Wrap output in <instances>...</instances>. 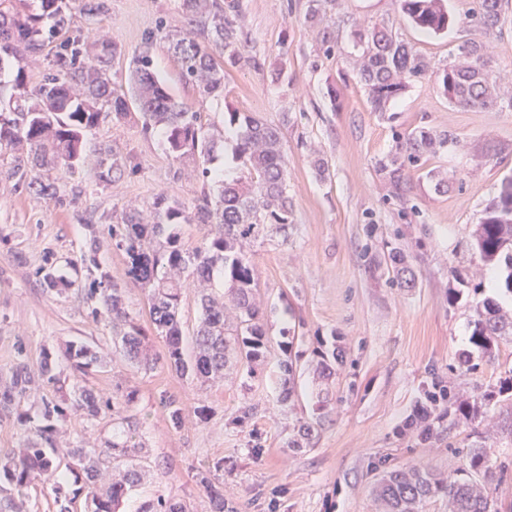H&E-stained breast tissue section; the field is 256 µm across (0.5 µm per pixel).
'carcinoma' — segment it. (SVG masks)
<instances>
[{"label": "carcinoma", "mask_w": 512, "mask_h": 512, "mask_svg": "<svg viewBox=\"0 0 512 512\" xmlns=\"http://www.w3.org/2000/svg\"><path fill=\"white\" fill-rule=\"evenodd\" d=\"M0 0V69L14 67L8 85L0 82V148L26 155L32 167L21 159L7 176L25 190L59 204L69 194L57 180L44 177L58 165L72 175L84 170L88 155L85 134L109 119L114 125L132 120L143 132L163 130L167 150L177 161L188 159L198 165L204 181L211 180L209 164L224 148L226 128L205 125L201 113L179 102L158 76L154 67V49L164 43L179 69L182 82L195 87L203 100L224 95V67L248 62L237 35L232 16L240 8L239 0H180V10L188 28L169 29L164 24L149 32L132 54L128 69L131 91L115 88L112 68L124 56L122 47L101 30L90 36H69L72 11L89 19L107 11V0ZM402 10L417 28L434 34L444 33L451 17L444 0H401ZM504 0H477V20L484 32L501 23L502 11H494ZM365 45L360 73L368 100L377 112H383L404 88L403 80L427 72L424 58L399 40L391 31L374 27L357 34ZM48 46L55 48L41 81L28 87L29 63ZM464 61L448 65L439 76L448 101L457 106L488 107L495 101L494 88L485 73L480 46L466 44ZM229 127L235 129V160L241 176L222 181L218 195L205 191L192 207L157 195L152 212H123L122 222L109 229L108 243L123 252L126 276L130 283L147 292L149 316L164 339L166 360L184 374L206 383L224 379V370L235 367L251 374L266 358L268 338L263 324V308L258 301V277L250 246L275 238L288 242L291 213L286 191L285 158L277 127L251 112H231ZM446 143L428 131L412 132L391 159L390 175L401 188L402 167L417 165L422 156ZM127 170V158L112 149L99 154L92 173L103 186L121 178ZM201 224L205 233L201 245L190 248L182 241L181 226ZM474 247L481 259L502 267L500 288L512 296V177L504 179L496 199L485 209L474 233ZM101 243L93 240L81 256L80 265L96 273L87 298L95 301L91 315L112 316V344L115 353L144 370L156 361L145 352L148 336L125 308L124 288L112 281L101 268ZM394 280L401 288L416 285L414 271L398 253L389 255ZM227 288L223 295L212 293L215 275ZM45 288L61 291L75 285L49 268L39 271ZM190 278L201 289V315L195 336V354L187 361L182 348L180 307L183 279ZM297 336L283 333L281 350L290 358L281 363L283 377L278 402L286 405L294 396L292 354ZM512 340V314L493 300L477 305L471 322L469 343L458 369L476 373L474 360L495 358L502 341ZM319 380L315 393L314 417L300 419L288 436L287 447L300 449L309 444L317 427L332 405V386L337 366L343 364L345 350L324 340L314 351ZM70 362L76 383L72 395H45L38 409L40 424L26 429L27 447L16 459L0 460V484L21 494L36 479L55 476L59 463L53 445L57 425L74 414L95 416L101 410L112 411L116 432L112 435V462L117 472L109 483L99 484L102 461L95 452L75 448L70 453L69 470L75 482L87 489L93 512H117L120 502L139 485L142 477V453L145 442L139 435L131 411L136 392L130 390L99 404L94 391L84 385L86 377L97 371L101 361L96 351L84 343H72L64 353ZM430 383L424 385L407 427L423 440H439L461 423L472 425L473 440L465 451V467L442 477L416 465L384 470L375 492L384 512H422L427 501L439 498L448 512H497L491 494L505 466L493 461L487 451L489 431L480 427L484 409L490 404L512 402V370L499 377L497 384L478 387L472 399H460L449 382L430 370ZM37 383L27 365H19L11 381L0 385V411L10 410ZM172 427H179L181 404L161 399ZM207 492L213 512H238L224 501V491L209 484ZM141 512H185L177 502L162 498L145 504Z\"/></svg>", "instance_id": "1"}]
</instances>
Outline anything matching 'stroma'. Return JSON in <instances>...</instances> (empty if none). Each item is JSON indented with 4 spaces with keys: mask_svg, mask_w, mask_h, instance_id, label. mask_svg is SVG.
Listing matches in <instances>:
<instances>
[{
    "mask_svg": "<svg viewBox=\"0 0 512 512\" xmlns=\"http://www.w3.org/2000/svg\"><path fill=\"white\" fill-rule=\"evenodd\" d=\"M447 4L454 23L435 35L412 27L400 0H321L315 14L309 0H241L234 24L249 60L228 68L222 98L203 104L181 81L166 46L157 45V72L178 100L199 108L204 122L222 123L237 110L280 129L291 226L287 243L254 248L269 343L265 363L251 376L241 372L203 385L171 368L147 296L134 286H127L125 303L145 329L156 365L145 371L112 358V325L107 317H91L84 290L56 294L36 276L51 266L86 280V269H74V262L91 236L106 238L126 206L150 210L160 193L193 206L202 181L170 156L162 131L146 134L140 125L106 120L88 132L89 155L116 148L132 170L103 187L88 173L55 168L53 177L77 194L69 206L18 188L6 175L15 153L0 148V383L18 364L36 373L48 358L67 394L73 377L60 357L65 344L84 341L106 355L87 384L104 401L119 385L136 391L133 412L146 444L142 482L120 512H140L160 497L187 512H212L206 477L239 512H377L381 470L410 464L448 475L462 468L470 427L423 442L403 426L429 369L450 375L459 396L474 395L477 385L495 384L512 369V341L501 343L478 373L455 369L470 348L476 303L491 298L512 308V297L499 288V268L483 263L472 239L503 179L512 177V4L489 33L472 17L476 0ZM162 21L183 28L178 0H108L98 22L77 14L72 26L82 34L102 28L129 54ZM374 25L392 30L430 64L385 112L372 110L359 76L356 35ZM471 39L482 44L500 87L496 106L462 108L439 88L438 72L457 61ZM418 130L445 143L422 166L404 168L407 188L399 194L385 164L400 138ZM393 250L414 269L415 287L393 283L386 265ZM452 288L462 291L453 302ZM286 328L298 335L296 408L303 414L311 412L315 384L308 365L319 340L339 336L346 350L336 404L300 451L286 446L292 421L278 403ZM164 396L186 409L179 427L169 422ZM198 405L208 407L207 420L194 414ZM246 407L253 414L245 419ZM35 412L32 396L0 412V457L22 453L25 428L18 417ZM487 420L497 430L490 455L509 465L493 496L500 512H512V405L491 406ZM54 440L61 462L73 448L95 449L111 461L112 414L71 417Z\"/></svg>",
    "mask_w": 512,
    "mask_h": 512,
    "instance_id": "1",
    "label": "stroma"
}]
</instances>
